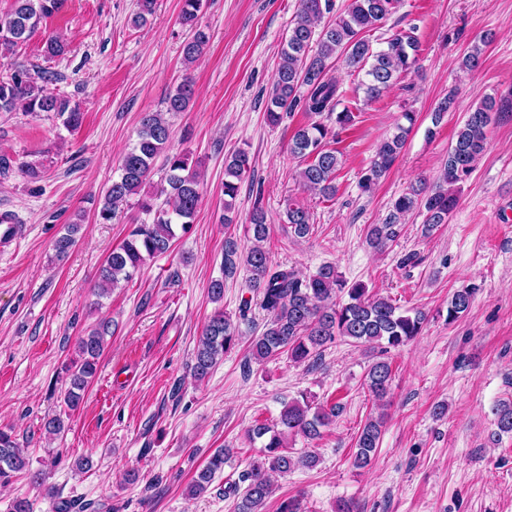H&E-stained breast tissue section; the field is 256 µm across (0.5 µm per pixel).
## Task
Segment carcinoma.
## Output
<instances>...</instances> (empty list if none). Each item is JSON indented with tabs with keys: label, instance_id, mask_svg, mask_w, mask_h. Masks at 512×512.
Returning <instances> with one entry per match:
<instances>
[{
	"label": "carcinoma",
	"instance_id": "cac0c4a2",
	"mask_svg": "<svg viewBox=\"0 0 512 512\" xmlns=\"http://www.w3.org/2000/svg\"><path fill=\"white\" fill-rule=\"evenodd\" d=\"M206 0H183L180 22L188 31L182 46L183 60L195 62L204 52L209 36L198 26V13ZM401 5V0H348L336 17L314 35L312 24L330 10L329 0H299L296 16L288 29L280 52L274 88L266 105V120L280 124L284 115L300 105L314 121L299 129L289 143L290 152L303 159L299 172L302 184L325 198L336 196V179L340 167L339 151L332 147L341 131L353 125L354 113L348 108L337 110L339 87L329 71L335 60L363 73L361 85L369 98L386 92L398 76L415 69L418 42L412 31L401 30L386 38L379 47L366 33L385 22ZM62 7V0H14L9 15L0 19V57L11 54L26 42L47 18ZM156 0H138L133 19L137 27L147 24L155 12ZM490 35L480 39L461 58L460 67L475 70L482 63L483 46ZM56 80L46 69L30 72L18 66L0 78V112H54L62 118L69 131L81 127L84 113L70 100L48 88ZM306 88L305 97L298 95ZM194 83L190 75L165 99V110L148 112L140 122L137 139L121 157L119 175L102 192L96 204L97 221L109 224L120 208L133 195L140 194L154 166L155 159L166 150L171 127L165 114L184 112L194 98ZM502 106L492 96L484 97L468 112L467 119L448 150L441 176L431 190L412 186L393 203L392 212L384 224H372L367 237L379 250L388 248L398 236L399 216L415 209L424 212L425 232L448 223L456 197L454 187L473 170L474 164L487 146V132ZM416 122V113L405 110L393 132L378 145L369 166L360 178V187L369 190L394 166L404 148L408 133ZM248 154L239 150L224 160V211L231 212L248 169ZM165 185L159 193L139 201L140 210L151 222L133 225L127 238L112 249L100 268L97 294L110 295L123 282L131 281L144 261L171 251L177 231L188 232L200 203V173L190 154L176 152L166 155ZM285 214L289 226L299 238L313 229L307 208L290 200ZM80 223L67 226L65 233L54 240L59 258L66 257L77 243ZM248 232L252 245L238 252L237 242L229 237L224 242V277L210 282L208 293L214 303L224 300V279L236 275L239 267L247 272V288L252 298L242 300L238 318L245 319L256 304L266 315L262 332L250 339L248 359L263 363L281 354L296 364L315 367L322 359L323 349L340 339L354 344L380 347L386 353L399 348L421 335L427 316L421 311H400L392 300L373 294L361 282L348 284L333 265H323L311 276L304 277L293 269L272 261L264 246L269 233L264 211L253 210ZM473 291L461 289L448 299L446 320L450 323L464 316L471 307ZM112 335V320L104 318L76 341V359L71 361L69 381L64 391L67 409L77 411L86 388L95 378L107 337ZM240 344L238 325L224 311L214 312L202 328L194 349L191 376L202 381L224 355ZM393 380L391 362L379 358L369 365L366 389L376 400L389 393ZM339 402L330 405L305 393L283 403L278 417L271 421H255L247 431L249 441L261 443L258 454L247 460L238 480L226 481L224 495L238 497L236 512H264L267 499L273 493V477L285 476L298 467L310 468L318 462L312 451L294 452L288 438L302 436L314 440L321 429L329 426L341 412ZM494 413L501 433H512V401L496 405ZM384 417H370L355 441L354 466L366 468L372 464L379 448ZM233 451L219 448L205 466L197 470L188 494L201 496L213 484L216 474L224 472ZM25 474L38 485L45 482V473L30 469V462L19 448L14 431L0 429V485L11 484Z\"/></svg>",
	"mask_w": 512,
	"mask_h": 512
}]
</instances>
